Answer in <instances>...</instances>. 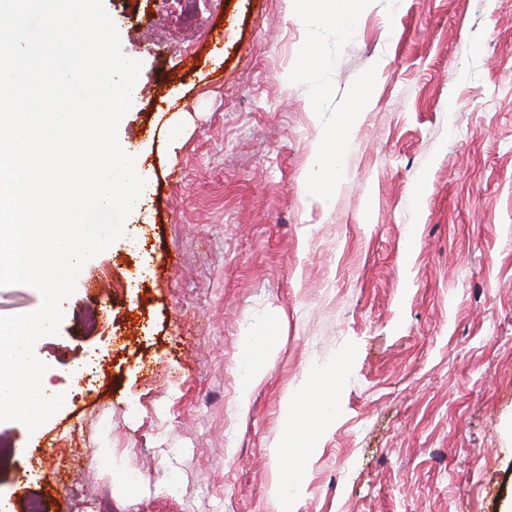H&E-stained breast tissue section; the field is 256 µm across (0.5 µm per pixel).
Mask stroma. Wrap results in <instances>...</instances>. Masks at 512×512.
Returning a JSON list of instances; mask_svg holds the SVG:
<instances>
[{
	"label": "stroma",
	"mask_w": 512,
	"mask_h": 512,
	"mask_svg": "<svg viewBox=\"0 0 512 512\" xmlns=\"http://www.w3.org/2000/svg\"><path fill=\"white\" fill-rule=\"evenodd\" d=\"M104 6L142 63L118 137L138 130L146 192L35 344L64 403L0 422L12 448L53 442L0 466V500L277 512L287 430L340 363L296 512H512V0H369L350 33L296 0H199L194 26L183 0ZM269 332L240 407L244 341Z\"/></svg>",
	"instance_id": "obj_1"
}]
</instances>
